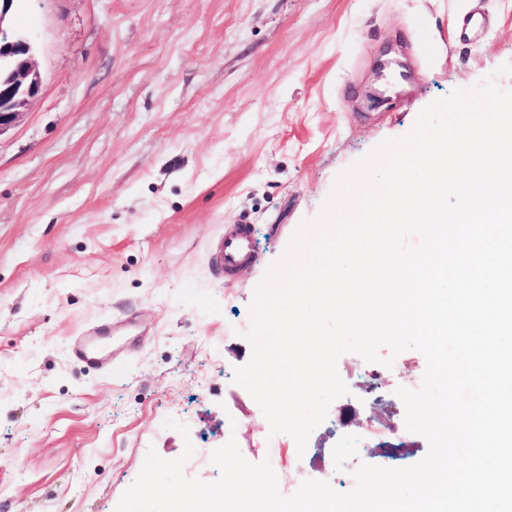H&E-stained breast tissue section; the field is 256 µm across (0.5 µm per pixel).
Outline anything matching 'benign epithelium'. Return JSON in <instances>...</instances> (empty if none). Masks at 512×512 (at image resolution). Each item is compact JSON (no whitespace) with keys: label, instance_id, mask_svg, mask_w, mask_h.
I'll return each instance as SVG.
<instances>
[{"label":"benign epithelium","instance_id":"benign-epithelium-1","mask_svg":"<svg viewBox=\"0 0 512 512\" xmlns=\"http://www.w3.org/2000/svg\"><path fill=\"white\" fill-rule=\"evenodd\" d=\"M15 0H0V132L12 126L42 86L29 30L5 25Z\"/></svg>","mask_w":512,"mask_h":512}]
</instances>
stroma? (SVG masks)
I'll return each mask as SVG.
<instances>
[{"label":"stroma","mask_w":512,"mask_h":512,"mask_svg":"<svg viewBox=\"0 0 512 512\" xmlns=\"http://www.w3.org/2000/svg\"><path fill=\"white\" fill-rule=\"evenodd\" d=\"M473 10L487 27L467 36ZM11 21L42 90L0 132V512H116L151 448L233 439L261 462L270 426L234 380L256 286L337 176L425 107L490 76L512 90V0H15ZM389 59L408 77L371 103ZM241 222L258 259L227 278L209 250ZM91 327L112 370L72 352ZM425 369L416 350L342 355L348 393L305 451L275 435L279 487L352 490L351 437L365 464L422 460L396 391Z\"/></svg>","instance_id":"35a3bbf8"}]
</instances>
